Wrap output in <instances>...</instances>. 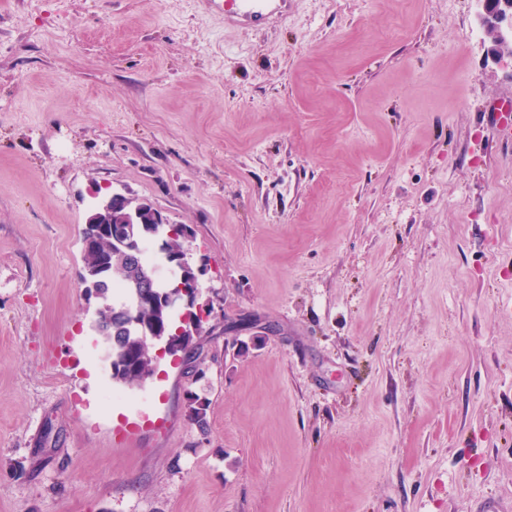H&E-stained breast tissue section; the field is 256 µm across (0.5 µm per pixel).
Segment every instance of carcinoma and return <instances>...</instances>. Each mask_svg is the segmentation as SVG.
Here are the masks:
<instances>
[{
    "instance_id": "1",
    "label": "carcinoma",
    "mask_w": 512,
    "mask_h": 512,
    "mask_svg": "<svg viewBox=\"0 0 512 512\" xmlns=\"http://www.w3.org/2000/svg\"><path fill=\"white\" fill-rule=\"evenodd\" d=\"M130 234L117 243L101 236L95 248L84 252L85 267L106 265L105 278L97 282L100 316L95 321V331L100 337L112 364L122 368L121 376L112 382L121 385H140L155 372V340L142 337L145 330L158 326H173L171 309L158 305H146V294L161 295L169 292L157 283L144 288L142 283L154 275V265L144 254L139 237L152 235L154 225L131 224ZM137 249L140 260H128L127 250ZM121 286V292H113V284Z\"/></svg>"
}]
</instances>
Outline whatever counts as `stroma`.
I'll use <instances>...</instances> for the list:
<instances>
[{
  "label": "stroma",
  "instance_id": "stroma-1",
  "mask_svg": "<svg viewBox=\"0 0 512 512\" xmlns=\"http://www.w3.org/2000/svg\"><path fill=\"white\" fill-rule=\"evenodd\" d=\"M479 26L0 0V512L512 505V62ZM99 184L187 225L213 308L133 387L82 278Z\"/></svg>",
  "mask_w": 512,
  "mask_h": 512
}]
</instances>
